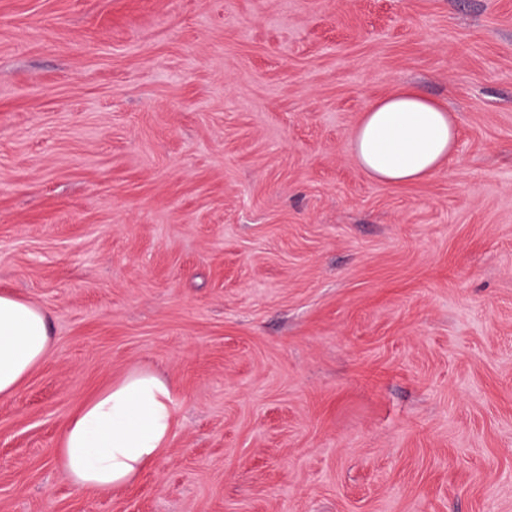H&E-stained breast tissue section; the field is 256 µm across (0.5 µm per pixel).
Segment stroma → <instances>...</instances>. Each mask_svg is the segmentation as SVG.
<instances>
[{
	"label": "stroma",
	"instance_id": "stroma-1",
	"mask_svg": "<svg viewBox=\"0 0 512 512\" xmlns=\"http://www.w3.org/2000/svg\"><path fill=\"white\" fill-rule=\"evenodd\" d=\"M414 86L407 186L350 136ZM48 357L0 398V512H512V0H0V292ZM134 369L128 485L52 450ZM457 145L458 129L448 108L412 87L370 102L351 137L361 169L392 185L432 175ZM173 427L168 382L150 371H133L76 408L54 460L79 489L122 487L167 447Z\"/></svg>",
	"mask_w": 512,
	"mask_h": 512
}]
</instances>
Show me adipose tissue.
Returning <instances> with one entry per match:
<instances>
[{
  "instance_id": "ef3b65f1",
  "label": "adipose tissue",
  "mask_w": 512,
  "mask_h": 512,
  "mask_svg": "<svg viewBox=\"0 0 512 512\" xmlns=\"http://www.w3.org/2000/svg\"><path fill=\"white\" fill-rule=\"evenodd\" d=\"M458 129L447 107L412 87L372 101L351 137V150L371 178L405 185L435 173L456 152ZM47 313L0 293V397L14 394L49 354ZM170 385L133 371L83 401L65 423L54 460L77 488L126 485L154 462L174 434Z\"/></svg>"
}]
</instances>
